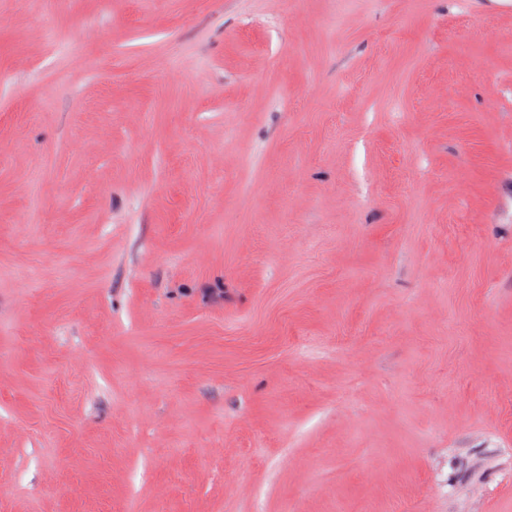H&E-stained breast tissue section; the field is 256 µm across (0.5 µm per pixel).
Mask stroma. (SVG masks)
Wrapping results in <instances>:
<instances>
[{
	"instance_id": "35a3bbf8",
	"label": "stroma",
	"mask_w": 512,
	"mask_h": 512,
	"mask_svg": "<svg viewBox=\"0 0 512 512\" xmlns=\"http://www.w3.org/2000/svg\"><path fill=\"white\" fill-rule=\"evenodd\" d=\"M0 512H512V0H0Z\"/></svg>"
}]
</instances>
